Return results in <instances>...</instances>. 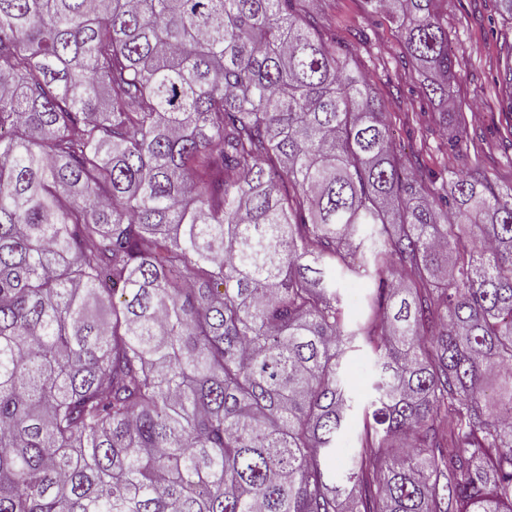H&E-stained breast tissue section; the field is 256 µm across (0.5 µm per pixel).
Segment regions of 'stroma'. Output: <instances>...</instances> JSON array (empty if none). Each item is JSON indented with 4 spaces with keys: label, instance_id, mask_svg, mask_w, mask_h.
Segmentation results:
<instances>
[{
    "label": "stroma",
    "instance_id": "35a3bbf8",
    "mask_svg": "<svg viewBox=\"0 0 512 512\" xmlns=\"http://www.w3.org/2000/svg\"><path fill=\"white\" fill-rule=\"evenodd\" d=\"M308 13L328 24L339 42L356 45L373 92L393 117L391 136L398 145L427 142L425 160L432 168L454 165L444 149L446 136L432 120L434 107L422 95L419 78L406 62L403 39L386 17L369 13L364 0H306ZM451 51L463 77L455 87L458 108L468 120L472 153L483 167L495 171L503 184L512 183V133L502 116L499 86L502 69L497 33L501 17L495 0H447ZM376 360L365 348L349 353L344 381L360 402L372 395Z\"/></svg>",
    "mask_w": 512,
    "mask_h": 512
}]
</instances>
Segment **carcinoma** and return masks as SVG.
<instances>
[{"label": "carcinoma", "instance_id": "1", "mask_svg": "<svg viewBox=\"0 0 512 512\" xmlns=\"http://www.w3.org/2000/svg\"><path fill=\"white\" fill-rule=\"evenodd\" d=\"M442 2L365 0L468 161ZM0 512H512V184L303 0H0ZM308 13L320 23H327L336 33V42L356 45L373 92L394 118L391 136L397 145L419 147L426 140L432 149L423 154L433 168L459 166L443 149L444 136L432 120L435 107L422 95L419 77L406 63V50L396 26L386 17L371 14L363 0H305ZM407 112V113H403ZM337 287L348 320L355 324L363 311V296L368 289L367 285L355 279H339ZM376 376V360L370 352L359 347L349 353L344 363V382L362 404L370 399ZM361 428V411H359L348 420L344 431L337 441L336 446L338 449L336 451V469L340 465H345L348 462V459L352 456L355 448H357V438L360 434Z\"/></svg>", "mask_w": 512, "mask_h": 512}]
</instances>
